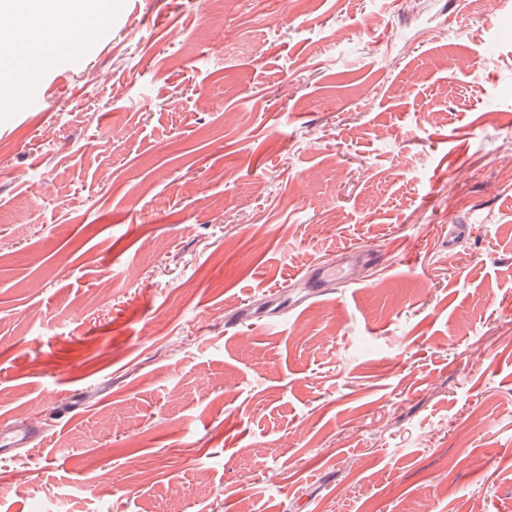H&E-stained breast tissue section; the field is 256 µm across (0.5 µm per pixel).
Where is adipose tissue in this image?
Instances as JSON below:
<instances>
[{
    "instance_id": "ef3b65f1",
    "label": "adipose tissue",
    "mask_w": 512,
    "mask_h": 512,
    "mask_svg": "<svg viewBox=\"0 0 512 512\" xmlns=\"http://www.w3.org/2000/svg\"><path fill=\"white\" fill-rule=\"evenodd\" d=\"M0 6L19 18L12 37V53L24 58L33 69L48 55L72 49L79 32L88 27L92 13L89 0H0ZM53 10L61 12L63 22L47 40L39 20Z\"/></svg>"
}]
</instances>
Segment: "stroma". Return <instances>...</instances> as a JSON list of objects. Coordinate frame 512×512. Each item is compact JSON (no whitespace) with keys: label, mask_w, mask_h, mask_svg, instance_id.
<instances>
[{"label":"stroma","mask_w":512,"mask_h":512,"mask_svg":"<svg viewBox=\"0 0 512 512\" xmlns=\"http://www.w3.org/2000/svg\"><path fill=\"white\" fill-rule=\"evenodd\" d=\"M94 23L0 112V512H512V0ZM43 432L29 425H13L0 430V452L8 448H15L30 444L41 436Z\"/></svg>","instance_id":"1"}]
</instances>
